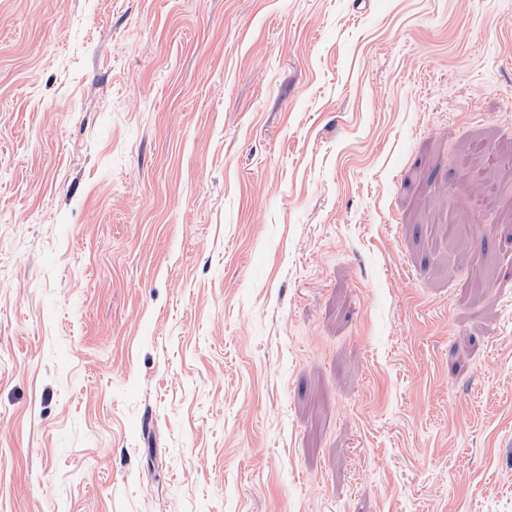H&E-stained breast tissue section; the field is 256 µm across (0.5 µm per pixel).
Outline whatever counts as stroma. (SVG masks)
<instances>
[{"mask_svg":"<svg viewBox=\"0 0 512 512\" xmlns=\"http://www.w3.org/2000/svg\"><path fill=\"white\" fill-rule=\"evenodd\" d=\"M512 0H0V512H512Z\"/></svg>","mask_w":512,"mask_h":512,"instance_id":"stroma-1","label":"stroma"}]
</instances>
